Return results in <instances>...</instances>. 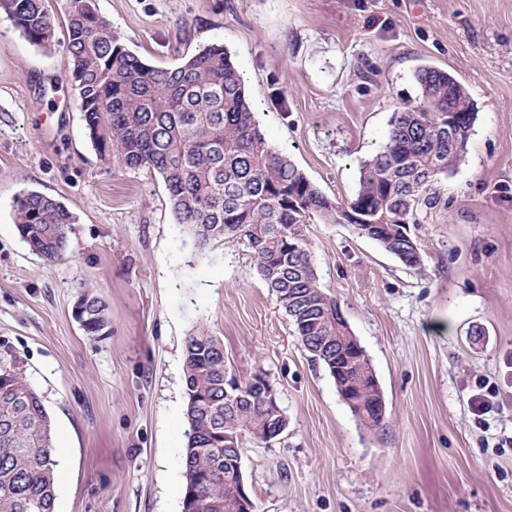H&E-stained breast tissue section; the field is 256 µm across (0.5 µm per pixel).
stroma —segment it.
<instances>
[{"instance_id": "35a3bbf8", "label": "stroma", "mask_w": 512, "mask_h": 512, "mask_svg": "<svg viewBox=\"0 0 512 512\" xmlns=\"http://www.w3.org/2000/svg\"><path fill=\"white\" fill-rule=\"evenodd\" d=\"M131 52L173 68L221 42L269 143L350 202L418 69L467 89L477 120L411 232V269L347 224L308 225L319 283L366 348L387 424L364 429L312 362L244 247L196 251L161 177L101 161L64 44L0 17V358L23 362L54 428V512H181L184 342H224L240 381L264 373L289 425L242 454L256 512H512V0H97ZM75 216L65 259L32 253L16 197ZM108 304L103 335L77 318ZM498 411L475 420L479 382ZM106 302L96 294L88 293L79 305L78 319L84 332L89 336H99L108 326Z\"/></svg>"}]
</instances>
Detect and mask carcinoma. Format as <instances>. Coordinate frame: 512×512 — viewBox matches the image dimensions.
I'll list each match as a JSON object with an SVG mask.
<instances>
[{
	"label": "carcinoma",
	"instance_id": "obj_1",
	"mask_svg": "<svg viewBox=\"0 0 512 512\" xmlns=\"http://www.w3.org/2000/svg\"><path fill=\"white\" fill-rule=\"evenodd\" d=\"M5 14L29 44L49 49L56 28L45 0H0ZM71 77L96 154L127 169L147 167L162 178L175 223L195 248L215 240L250 250L257 274L290 318L312 361L322 365L343 395L354 388L353 414L379 430L374 412L380 386L361 382L365 362L354 350L340 305L319 283L306 224L335 223L346 205L334 202L275 149L255 121L242 73L222 43H212L161 69L126 49L102 17L95 0H69L66 22ZM421 100L394 114L387 141L361 167L351 204L365 209L354 232L370 235L409 268L423 264L410 250V223L420 206L430 207L442 176L454 171L476 120L464 86L432 66L417 71ZM466 102L448 133V99ZM14 223L21 239L48 262L63 259L74 216L59 201L36 191L16 199ZM78 319L98 336L108 326L107 304L84 296ZM224 344L205 331L184 346L188 429L183 464L182 512H233V463L224 460V435L235 447L269 444L275 422L266 402L277 398L241 383V399L224 402ZM51 421L41 396L16 359L0 358V512H54Z\"/></svg>",
	"mask_w": 512,
	"mask_h": 512
}]
</instances>
